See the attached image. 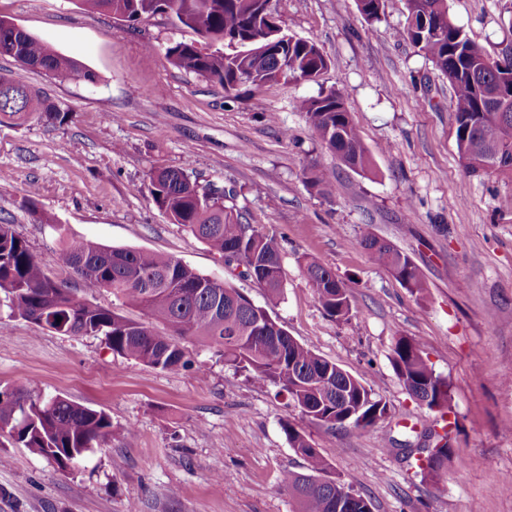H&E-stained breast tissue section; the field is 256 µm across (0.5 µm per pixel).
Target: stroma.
<instances>
[{"instance_id":"35a3bbf8","label":"stroma","mask_w":512,"mask_h":512,"mask_svg":"<svg viewBox=\"0 0 512 512\" xmlns=\"http://www.w3.org/2000/svg\"><path fill=\"white\" fill-rule=\"evenodd\" d=\"M281 25L315 43L330 61L304 82L222 85L171 64L165 50L195 40L169 15L126 24L78 0H0L11 19L94 74L60 80L0 57V71L67 111L0 114V223L13 225L46 271L89 303L137 319L111 292L84 287L59 259L54 225L111 247L163 251L231 283L297 341L339 364L387 402L371 430L328 434L302 418L257 377L233 373L215 348L181 344L193 369L166 372L112 353L99 336H62L0 309V390L63 395L104 410L112 437L63 473L0 437V512H296L280 485L303 459L282 429L291 422L315 441L334 471L370 499L374 512H512L501 491L512 473V182L475 177L459 162L447 79L403 41L404 0H387L369 22L355 0H273ZM449 15L496 56L512 44V0H448ZM337 91L371 158L362 174L313 134L298 102ZM108 112L118 121L105 120ZM332 171L336 197L308 188L309 164ZM180 168L200 186L224 188L225 205L281 244L284 288L269 300L251 279L150 200L151 171ZM391 241L428 281L416 298L361 246ZM331 269L351 306L328 317L299 264ZM421 342L451 388L453 446L464 467L433 485L417 475L394 437L422 446L436 416L397 378V337Z\"/></svg>"}]
</instances>
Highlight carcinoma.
Here are the masks:
<instances>
[{
  "label": "carcinoma",
  "mask_w": 512,
  "mask_h": 512,
  "mask_svg": "<svg viewBox=\"0 0 512 512\" xmlns=\"http://www.w3.org/2000/svg\"><path fill=\"white\" fill-rule=\"evenodd\" d=\"M88 10L103 11L134 22L144 15L170 10L175 25L192 30L198 39L178 42L166 50L178 68L224 85L230 93L243 84L261 88L268 73L281 69L284 81L312 80L328 66L313 42L284 32L267 9L269 0H80ZM407 25L400 37L423 52L448 79L454 112L458 158L473 176L512 178L488 162L499 153L512 158V104L507 112L490 111V99L512 74V53L492 58L449 16L447 0H405ZM368 21L384 14L385 0H357ZM27 58V67L56 78L94 75L75 59L26 33L19 37L0 22V56ZM309 127L345 166L366 173L368 152L340 95L321 93L297 105ZM40 112L63 123L68 113L13 79L0 75V114ZM308 183L325 197L338 187L330 173L312 163L305 168ZM153 203L183 225L227 266L277 299L283 292L281 246L273 237L243 223V215L224 205V192L199 190L182 169L165 168L149 174ZM40 222L60 234L62 263L86 288L106 289L140 309L146 320H132L88 304L49 280L28 242L11 224H0V303L9 316L38 323L66 336H102L112 352L164 371L190 364L180 344L196 337L213 344L224 364L248 371L276 388L301 414L328 431L373 428L390 415L387 402L371 387L338 364L301 344L268 312L232 286L197 273L176 257L155 251L114 248L84 238L63 236L62 225L44 214ZM362 247L411 294L423 297L428 283L410 255L391 242L366 235ZM314 296L323 311L342 321L350 313L345 288L332 270L315 262L304 265ZM392 367L407 392L430 411L440 413L442 445L416 465L423 479L439 483L454 459L448 380L435 373L414 338L396 339ZM288 443L306 464V472L286 470L281 487L296 501L298 512H336V497L354 490L336 481L331 463L315 443L293 424H283ZM0 435L51 461L58 470H74L85 454L112 437V420L101 409L58 395L43 398L29 390L0 391Z\"/></svg>",
  "instance_id": "1"
}]
</instances>
